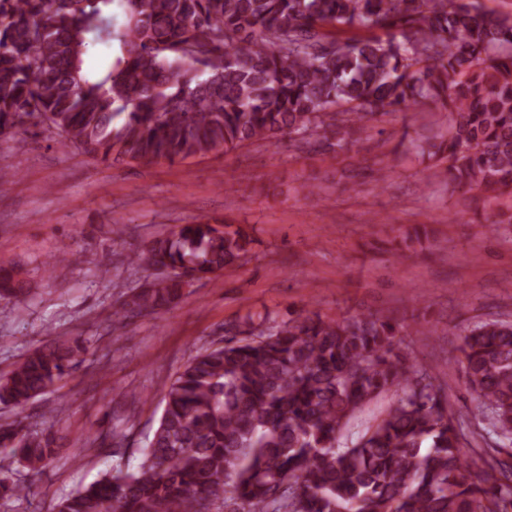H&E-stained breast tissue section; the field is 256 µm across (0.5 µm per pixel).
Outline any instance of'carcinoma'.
Returning a JSON list of instances; mask_svg holds the SVG:
<instances>
[{"instance_id":"carcinoma-1","label":"carcinoma","mask_w":512,"mask_h":512,"mask_svg":"<svg viewBox=\"0 0 512 512\" xmlns=\"http://www.w3.org/2000/svg\"><path fill=\"white\" fill-rule=\"evenodd\" d=\"M119 53L83 68L88 36ZM432 103L445 134L422 148L458 189L512 193V16L478 0H0V137L30 122L102 162L169 161L300 136L343 148L374 116ZM123 122L112 125L116 116ZM253 239L179 224L131 256L173 276L114 311L176 303L189 280L231 276ZM26 288L0 262V297ZM379 314L284 322L248 314L239 339L199 350L167 386L144 460L60 499L53 512H512V453L466 461L455 413ZM84 347L56 339L0 376V404L56 386ZM460 362L475 410L512 442V321L473 325ZM399 393L358 438L364 405ZM54 438L0 424V498L11 465L42 470Z\"/></svg>"}]
</instances>
